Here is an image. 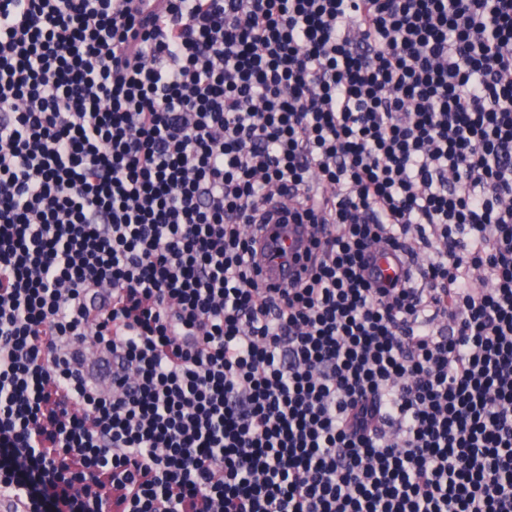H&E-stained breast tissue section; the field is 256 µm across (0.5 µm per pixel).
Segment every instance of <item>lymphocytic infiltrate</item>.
<instances>
[{
    "label": "lymphocytic infiltrate",
    "mask_w": 512,
    "mask_h": 512,
    "mask_svg": "<svg viewBox=\"0 0 512 512\" xmlns=\"http://www.w3.org/2000/svg\"><path fill=\"white\" fill-rule=\"evenodd\" d=\"M130 2L0 0V496L512 512V0ZM288 201L278 198L270 224H260L256 231L255 260L265 288H287L294 279L305 275V253L311 246V224H288ZM288 246L291 258L279 257L281 246ZM420 260L411 258L406 254H396L388 250H379L373 261V274L383 280L388 278H403L404 270L413 266L420 269Z\"/></svg>",
    "instance_id": "f902f5d3"
}]
</instances>
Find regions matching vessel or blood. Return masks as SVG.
Instances as JSON below:
<instances>
[{"instance_id": "obj_1", "label": "vessel or blood", "mask_w": 512, "mask_h": 512, "mask_svg": "<svg viewBox=\"0 0 512 512\" xmlns=\"http://www.w3.org/2000/svg\"><path fill=\"white\" fill-rule=\"evenodd\" d=\"M313 228L288 221V202L278 199L270 223L258 226L255 260L264 287L284 288L305 273V253L311 245ZM419 259L387 250L378 251L373 274L381 279L402 277L407 267L419 266Z\"/></svg>"}]
</instances>
